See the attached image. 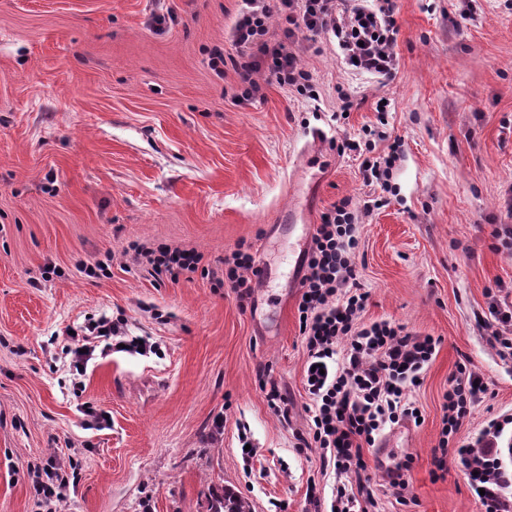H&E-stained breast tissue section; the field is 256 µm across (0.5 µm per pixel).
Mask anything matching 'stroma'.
Instances as JSON below:
<instances>
[{"label": "stroma", "instance_id": "1", "mask_svg": "<svg viewBox=\"0 0 512 512\" xmlns=\"http://www.w3.org/2000/svg\"><path fill=\"white\" fill-rule=\"evenodd\" d=\"M168 5L174 18L156 30L152 0H0V512H37L32 477L51 456L77 462L62 512H208L215 487L252 512H307L311 480L330 495L320 449L295 439L310 400L293 269L316 225L282 214L361 199L358 163L335 144L381 124L402 146L396 194L361 228L363 320L440 344L407 393L422 423L364 448V475L381 512H480L460 473L432 477V450L461 358L490 390L460 439L512 411V367L474 321L489 288H512V251L492 236L512 194V0H476L470 20L460 0H396L393 81L302 39L318 103L272 83L243 106L235 72L209 65L214 50L234 51L238 0ZM345 95L353 107L339 120ZM133 241L196 251L216 271L243 241L269 274L243 310L205 269L152 276ZM107 252L106 276L76 270ZM102 315L153 348L99 347L76 371L70 332ZM264 368L293 398L291 424L267 405ZM90 407L105 428L86 427ZM408 456L415 502L402 506L387 472Z\"/></svg>", "mask_w": 512, "mask_h": 512}]
</instances>
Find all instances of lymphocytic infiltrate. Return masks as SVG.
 Instances as JSON below:
<instances>
[{"label":"lymphocytic infiltrate","instance_id":"obj_1","mask_svg":"<svg viewBox=\"0 0 512 512\" xmlns=\"http://www.w3.org/2000/svg\"><path fill=\"white\" fill-rule=\"evenodd\" d=\"M274 19L283 31L279 40L268 37ZM398 32L394 0H241L228 33L236 52L213 55L209 65L217 72L232 67L240 82L239 103L260 98L266 80L314 100L318 91L313 76L290 46L296 36L327 35L348 70L388 81L398 68ZM341 148L358 157L367 192L360 201L345 198L321 214L305 255L297 311L309 366L304 388L312 407L308 431L296 439L298 447L320 449L323 468L332 469L335 476L328 500L316 483L308 484L311 512H379L376 489L361 476L366 468L363 449L374 445L387 427L420 418V410L406 395L420 385L439 340L386 320L363 322L370 294L359 282L355 262L360 229L367 217L386 206L384 192L400 153L394 143L386 154H377L368 139H348ZM133 251L157 277L173 281L198 270L202 262L199 253L163 244L137 245ZM223 264L217 286L231 288L239 307L247 308L253 296L249 276L255 265L253 254L241 244L224 257ZM487 295V314H475L474 319L500 359L512 362V292L497 287ZM122 333V320L101 317L89 322L73 334L79 346L76 363H87L96 343ZM340 343L345 346L341 356L336 353ZM488 391L487 379L469 359L457 362L444 395L443 427L432 451L433 464L441 472L454 464L469 487L480 491L482 512H512V470L503 465L499 446L505 428L512 427V414L491 418L465 444L454 442L472 408ZM75 468L72 460L47 461L44 479L33 484L38 506L49 508L65 501Z\"/></svg>","mask_w":512,"mask_h":512}]
</instances>
